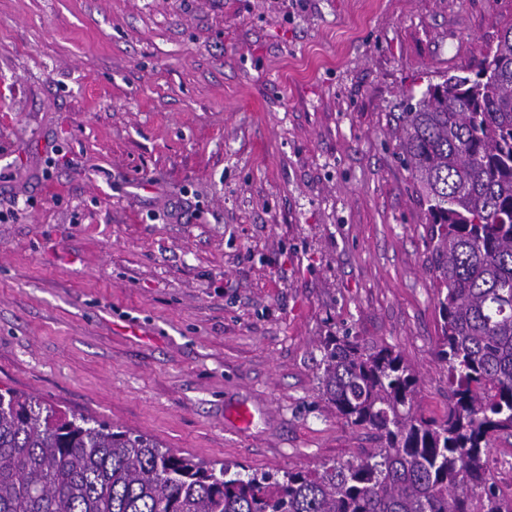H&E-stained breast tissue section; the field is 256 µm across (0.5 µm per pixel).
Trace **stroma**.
Here are the masks:
<instances>
[{"label":"stroma","mask_w":512,"mask_h":512,"mask_svg":"<svg viewBox=\"0 0 512 512\" xmlns=\"http://www.w3.org/2000/svg\"><path fill=\"white\" fill-rule=\"evenodd\" d=\"M511 25L512 0H0V389L315 472L376 445L319 393L336 335L399 351L442 417L403 114Z\"/></svg>","instance_id":"1"}]
</instances>
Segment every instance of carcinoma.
<instances>
[{"label":"carcinoma","instance_id":"1","mask_svg":"<svg viewBox=\"0 0 512 512\" xmlns=\"http://www.w3.org/2000/svg\"><path fill=\"white\" fill-rule=\"evenodd\" d=\"M403 161L427 202L448 412L388 346L321 342L319 392L379 448L320 472L244 474L153 436L0 392V512H512L487 467L512 435V26L477 68L405 113Z\"/></svg>","mask_w":512,"mask_h":512}]
</instances>
